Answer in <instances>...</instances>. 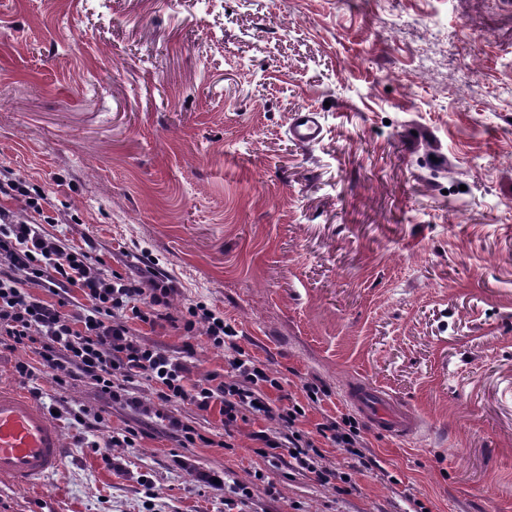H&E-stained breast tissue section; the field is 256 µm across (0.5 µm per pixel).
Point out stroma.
Returning <instances> with one entry per match:
<instances>
[{
	"label": "stroma",
	"mask_w": 512,
	"mask_h": 512,
	"mask_svg": "<svg viewBox=\"0 0 512 512\" xmlns=\"http://www.w3.org/2000/svg\"><path fill=\"white\" fill-rule=\"evenodd\" d=\"M305 108L309 147L288 136ZM0 174L78 215L47 234L113 274L162 273L172 313L223 315L302 430L351 412L355 382L423 425L364 426L369 470L322 444L324 484L258 453L276 420L228 431L145 380L140 413L21 377L34 354L0 349V385L49 390L66 445L50 487H0V512H512V0H0ZM131 326L192 378L227 368L206 337ZM83 408L105 427L80 435ZM126 428L144 435L110 447ZM288 134L295 143L302 146L318 141L323 134V127L317 112L312 110L294 112L288 123ZM158 419L167 421L166 429L176 438H183L182 442L195 443L196 439L204 444H209L210 439L196 432L194 428L185 424L180 418L173 415H163L160 412L155 414Z\"/></svg>",
	"instance_id": "stroma-1"
}]
</instances>
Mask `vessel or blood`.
<instances>
[{"instance_id":"1","label":"vessel or blood","mask_w":512,"mask_h":512,"mask_svg":"<svg viewBox=\"0 0 512 512\" xmlns=\"http://www.w3.org/2000/svg\"><path fill=\"white\" fill-rule=\"evenodd\" d=\"M288 134L302 146L318 141L323 127L317 113H293ZM346 398L374 429L386 435L407 440L421 432L414 414L377 390L355 384L347 388ZM64 448L62 430L43 404L0 387V485H44L59 473Z\"/></svg>"}]
</instances>
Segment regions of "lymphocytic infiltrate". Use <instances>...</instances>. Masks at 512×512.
<instances>
[{
	"label": "lymphocytic infiltrate",
	"mask_w": 512,
	"mask_h": 512,
	"mask_svg": "<svg viewBox=\"0 0 512 512\" xmlns=\"http://www.w3.org/2000/svg\"><path fill=\"white\" fill-rule=\"evenodd\" d=\"M0 195L18 204L14 210L0 206V343L10 350L30 348L38 358L34 365L18 363L20 375L32 376L35 367H42L60 389L70 380L86 379L104 397L137 411L142 403L132 383L144 379L158 384L161 402L187 401L201 412L219 407L228 427L244 411L257 418L276 417L286 441L263 431L253 435L261 454L272 460L286 455L292 466L317 471L313 453L321 438L345 449L361 467L373 466L361 451L356 417L345 414L317 424L314 431L299 430L303 406L294 402L273 411L267 392L283 391V383L249 357L239 356L231 380L212 374L191 379L184 362L139 337L131 321L152 326L166 321L185 335L206 336L213 347L236 349V334L226 330L223 317L202 302L171 316L175 288L168 278L155 272L139 278L108 275L91 251L46 235L44 225L55 223L56 217L39 186L20 178L1 180ZM35 286L55 292L58 301L34 296ZM73 287L81 291V301L69 300ZM317 473L328 480L327 472Z\"/></svg>",
	"instance_id": "f902f5d3"
}]
</instances>
